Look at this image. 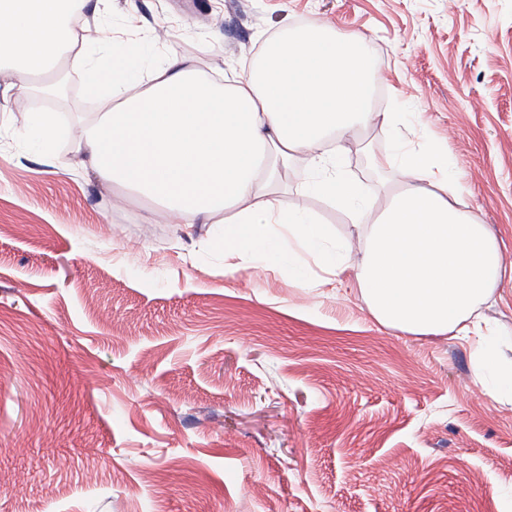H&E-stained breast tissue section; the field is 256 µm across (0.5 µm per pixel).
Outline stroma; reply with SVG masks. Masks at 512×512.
Here are the masks:
<instances>
[{"label":"stroma","instance_id":"obj_1","mask_svg":"<svg viewBox=\"0 0 512 512\" xmlns=\"http://www.w3.org/2000/svg\"><path fill=\"white\" fill-rule=\"evenodd\" d=\"M88 0L82 29L112 25L151 66L246 70L284 25L357 36L374 112H410L448 151L475 219L512 260V0ZM76 79L0 68V512H512V403L475 376L472 342L379 325L354 278L310 291L286 265L224 274L220 224L161 207L72 162ZM41 112L59 132L23 136ZM346 177L373 211L395 170L375 123ZM300 159L274 196L335 238L345 209L311 193ZM136 251H129V241ZM486 315L512 365V279Z\"/></svg>","mask_w":512,"mask_h":512}]
</instances>
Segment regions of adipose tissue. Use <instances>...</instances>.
Returning a JSON list of instances; mask_svg holds the SVG:
<instances>
[{
  "label": "adipose tissue",
  "mask_w": 512,
  "mask_h": 512,
  "mask_svg": "<svg viewBox=\"0 0 512 512\" xmlns=\"http://www.w3.org/2000/svg\"><path fill=\"white\" fill-rule=\"evenodd\" d=\"M83 0H0V66L29 75L75 51L104 108L76 138L79 165L104 182L161 204L173 224H209L224 217V274L287 246L324 269L288 273L305 288H333L354 272L371 316L418 336L477 337V352L496 390L512 397V370L497 367V340L479 312L499 283L512 277L496 237L464 203L448 153L422 143L410 113L370 109V59L357 40L324 25L284 27L259 64L229 85L200 76L189 61L157 67L151 84L133 80L135 48L88 50L68 23ZM404 127L391 154L373 165L394 168L391 206L368 219L370 204L343 178L336 154L356 145L370 123ZM337 150H329V141ZM306 156L311 189L345 204L364 227L367 245L351 264L350 240H332L317 219L283 210L270 185L276 163Z\"/></svg>",
  "instance_id": "adipose-tissue-1"
}]
</instances>
